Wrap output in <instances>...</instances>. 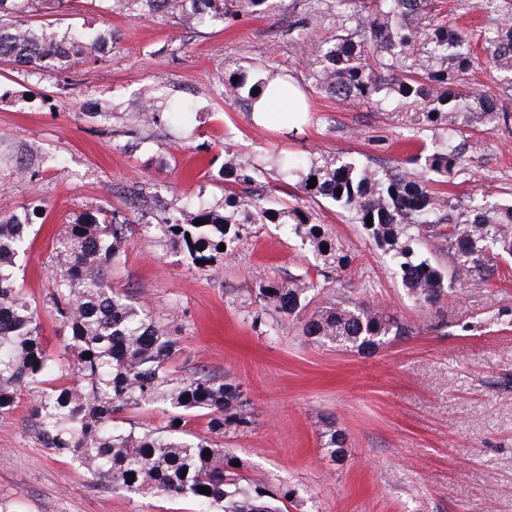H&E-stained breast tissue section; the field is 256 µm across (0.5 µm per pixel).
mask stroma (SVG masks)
Returning a JSON list of instances; mask_svg holds the SVG:
<instances>
[{
    "instance_id": "35a3bbf8",
    "label": "stroma",
    "mask_w": 512,
    "mask_h": 512,
    "mask_svg": "<svg viewBox=\"0 0 512 512\" xmlns=\"http://www.w3.org/2000/svg\"><path fill=\"white\" fill-rule=\"evenodd\" d=\"M451 22L483 28L512 18V0L480 10L450 0ZM309 0H269L265 13L196 26L164 14L138 17L95 0L58 9L48 0L28 23L112 34V48L58 76L0 65V211L37 208L21 262V286L36 307L51 360L46 377L64 373L58 354L69 334L51 308L52 245L64 225L117 212L131 222L159 221L173 197L186 211L224 201L219 160L257 156L263 172L253 194L280 199L296 175L276 153L348 155L374 168L404 167L414 148L407 108L343 102L315 86L308 59L290 36ZM263 63L303 91L300 124L273 116L256 125L219 90L226 69ZM477 91L512 113V74L487 65L468 71ZM189 102L185 118L130 133L146 96ZM472 161L452 193L512 200V125L471 130ZM318 223L341 238L352 261L330 274L332 288L381 306L405 336L364 357L303 336L278 315L255 322L258 278L285 280L319 268L294 236L274 224L252 226L233 258L191 267L180 247L130 237L110 279L144 302L177 342L175 380L209 372L240 382L255 423L223 438L241 476L274 493L295 489L286 512H512V279L450 293L439 309L408 297L382 250L358 224L324 200L303 199ZM345 429L348 456L335 464L320 445L324 417ZM0 512H196L192 500L112 489L41 442L31 397L0 416Z\"/></svg>"
}]
</instances>
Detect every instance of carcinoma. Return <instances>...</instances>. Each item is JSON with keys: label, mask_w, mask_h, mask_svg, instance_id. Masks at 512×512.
I'll use <instances>...</instances> for the list:
<instances>
[{"label": "carcinoma", "mask_w": 512, "mask_h": 512, "mask_svg": "<svg viewBox=\"0 0 512 512\" xmlns=\"http://www.w3.org/2000/svg\"><path fill=\"white\" fill-rule=\"evenodd\" d=\"M38 0H0V61L62 73L104 52L107 39L76 29L54 30L20 20ZM130 13L156 12L200 25L233 21L239 12L261 14L268 0H108ZM311 18L332 19L322 42L299 34L295 44L308 55L316 85L341 100H377L379 95L412 104L414 125L443 129L447 140L412 159L419 166L373 168L343 156L289 157L281 166L303 174L299 188L310 198L338 205L354 224L363 225L375 245L390 257L406 293L423 307L444 303L448 289L487 287L512 262V203L472 206L443 186L466 170L467 129L493 130L512 119L491 97L478 94L456 77L479 60L481 44L495 66L512 71V25L485 34L448 25L447 0H312ZM256 81L245 72L224 77V100L251 108L266 89L292 95L288 81L267 66L256 67ZM238 83H233V79ZM164 113L150 99L139 113L144 129L162 124ZM262 164L251 155L224 161L221 176L233 185L256 181ZM316 187H308L311 178ZM35 212L0 214V416L20 393L35 390L32 415L45 448L67 458L114 490L164 494L196 501L200 512H283L255 483H242L238 459L219 440L254 423L242 384L206 372L183 382L170 376L176 341L143 304L128 302L112 289L108 271L127 242L130 223L93 214L67 224L53 243L60 271L51 298L70 336L60 358L73 373L68 382L45 379L49 357L41 325L17 281V259ZM372 217V224L366 218ZM203 220L196 225L194 221ZM254 224H284L333 271L350 264L342 241L316 224L300 206L286 200L264 207L258 200L226 189L224 208L203 206L192 215L161 224L144 222L150 242L180 245L190 264L204 269L235 253L234 243ZM225 250H220V245ZM448 256V267L422 256L419 248ZM324 288L309 276L286 281L259 278L254 303L295 319L312 341L371 356L406 328L393 314L353 302L344 292L314 299ZM92 358H85V354ZM159 403L168 409L159 432L137 433L123 426L124 414ZM206 419L207 435L193 436L188 424ZM181 425H176V422ZM321 446L334 461L347 456V437L336 420L324 422ZM210 488L211 494L199 492Z\"/></svg>", "instance_id": "carcinoma-1"}]
</instances>
